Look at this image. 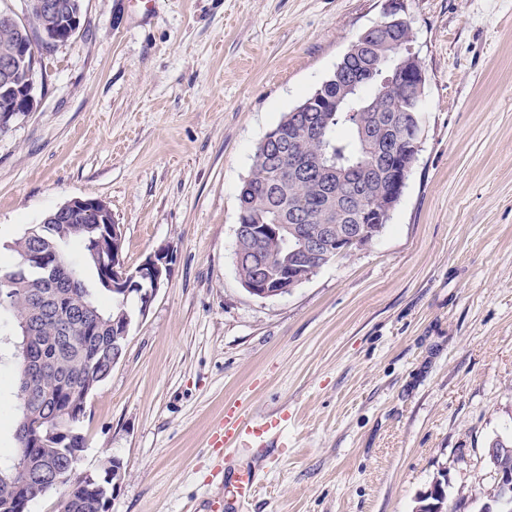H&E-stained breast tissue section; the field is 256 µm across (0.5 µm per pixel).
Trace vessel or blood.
Returning <instances> with one entry per match:
<instances>
[{
    "mask_svg": "<svg viewBox=\"0 0 512 512\" xmlns=\"http://www.w3.org/2000/svg\"><path fill=\"white\" fill-rule=\"evenodd\" d=\"M287 416L267 415L262 423L247 421L234 407H225L224 416L215 425L208 445L227 451L243 447L251 449L255 458L266 456L270 441L277 439L287 426ZM258 474L251 467L235 471L231 483L237 489L234 499H214L209 503L210 512H229L232 505H245L253 497L257 488Z\"/></svg>",
    "mask_w": 512,
    "mask_h": 512,
    "instance_id": "vessel-or-blood-1",
    "label": "vessel or blood"
}]
</instances>
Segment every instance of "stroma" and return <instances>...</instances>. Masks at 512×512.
Segmentation results:
<instances>
[{"label": "stroma", "instance_id": "35a3bbf8", "mask_svg": "<svg viewBox=\"0 0 512 512\" xmlns=\"http://www.w3.org/2000/svg\"><path fill=\"white\" fill-rule=\"evenodd\" d=\"M388 6L83 0L77 33L38 50L34 107L0 127V242L94 197L127 265L170 255L87 403L82 470L126 471L108 512H198L247 462L207 445L232 402L288 412L244 512H415L437 478L478 512L486 448L512 432V0H404L426 128L389 224L283 296L236 271L258 146Z\"/></svg>", "mask_w": 512, "mask_h": 512}]
</instances>
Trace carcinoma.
<instances>
[{"label": "carcinoma", "mask_w": 512, "mask_h": 512, "mask_svg": "<svg viewBox=\"0 0 512 512\" xmlns=\"http://www.w3.org/2000/svg\"><path fill=\"white\" fill-rule=\"evenodd\" d=\"M405 37L403 29L376 30L366 48L344 58L315 90L312 116L323 130L328 161L338 170L350 171L346 182L336 180L324 193L321 183L313 178L291 179L286 166L273 160L260 146L238 195L239 211L245 214L247 223L293 224L297 213L310 224H334L340 230L360 223L356 210L331 212L330 199L363 198L387 187V165L375 161L373 151L360 137L359 128L372 124L389 145H399L404 132L401 111L410 104L413 91L407 85L390 89L380 82H363L352 103L354 112L336 111V99L345 93L347 79H357L372 68L396 66L395 48ZM104 224L105 220L94 214L77 219L55 217L49 224L33 225L6 245L12 260L0 263L3 275L13 273L28 253L44 254L50 257V264L47 269H28L11 285L0 284V335L16 337V353L24 351L29 358V367L24 370L17 366L13 377L18 403L13 410L12 447L0 450V512H13L9 509L15 495L11 477L21 447L22 407H28L32 413L58 416L56 423L41 430L42 438L34 443L33 467L57 469L68 455L83 451L82 420L66 418L72 401L59 384L90 378L98 385L103 383L112 373V341L116 332L133 317L131 299L117 294L112 279L103 271V261L108 259L111 248ZM296 247L291 235L286 239H267L265 249L271 271L296 264ZM38 295L45 297L48 306L58 301L74 306L69 333H63L54 315L47 313L35 335H21L20 322L31 314ZM489 447L503 448L505 453L494 460L486 458L487 466L492 470L498 465L511 470L512 434L496 436ZM63 485L67 487L63 512H105V501L97 484L71 476Z\"/></svg>", "instance_id": "carcinoma-1"}]
</instances>
